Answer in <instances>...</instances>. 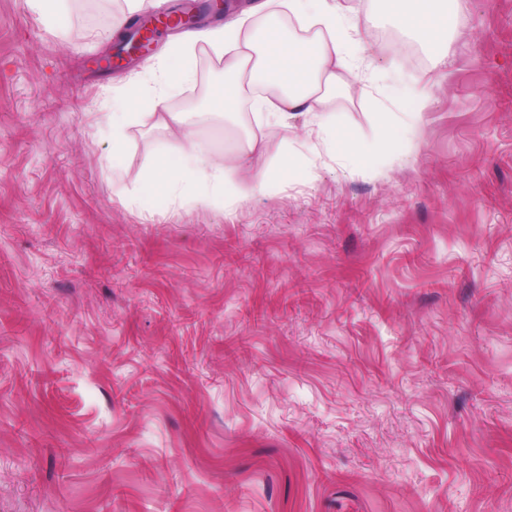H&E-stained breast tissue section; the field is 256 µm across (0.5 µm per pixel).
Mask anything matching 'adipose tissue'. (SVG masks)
<instances>
[{
    "label": "adipose tissue",
    "instance_id": "adipose-tissue-1",
    "mask_svg": "<svg viewBox=\"0 0 512 512\" xmlns=\"http://www.w3.org/2000/svg\"><path fill=\"white\" fill-rule=\"evenodd\" d=\"M313 3L314 18L325 24L329 37L292 41L284 38L279 25L271 21L262 38L256 39L246 29L245 19L230 18L218 29L185 32L163 65L158 89L149 93L139 87L128 90L125 102H138L142 109L109 113L114 153H121L122 130L132 123L159 122L177 133L179 140L174 153L155 160L146 174V188L157 193L177 189L185 196L202 195L213 203L231 205L287 175V160L260 166L261 156L251 144L224 155L202 156L188 128L187 113L169 111L165 99L170 89L192 78L188 50L193 43L205 41L223 45L224 74L229 78L209 100L210 110L235 113L244 83L261 82L274 75L286 87L276 107L279 118L319 111L337 85L353 75L355 66L347 50L349 19L328 0ZM386 4L404 31L421 34L434 46L447 44L448 0H386Z\"/></svg>",
    "mask_w": 512,
    "mask_h": 512
}]
</instances>
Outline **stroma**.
Masks as SVG:
<instances>
[{"label": "stroma", "instance_id": "35a3bbf8", "mask_svg": "<svg viewBox=\"0 0 512 512\" xmlns=\"http://www.w3.org/2000/svg\"><path fill=\"white\" fill-rule=\"evenodd\" d=\"M341 2L378 17L353 88L196 133L292 163L222 207L145 192L175 138L116 157L103 119L180 29L102 70L125 0L62 34L0 0V512H512V0H458L444 57ZM223 53L190 47L170 111ZM381 120L371 161L337 148Z\"/></svg>", "mask_w": 512, "mask_h": 512}]
</instances>
